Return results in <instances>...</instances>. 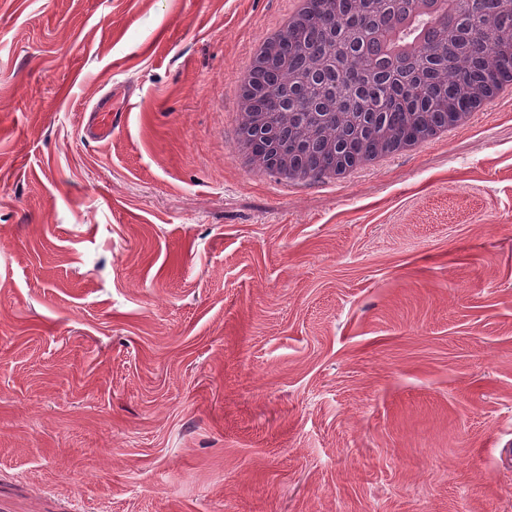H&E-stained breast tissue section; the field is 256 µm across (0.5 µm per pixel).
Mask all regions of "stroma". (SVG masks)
Masks as SVG:
<instances>
[{
  "label": "stroma",
  "mask_w": 512,
  "mask_h": 512,
  "mask_svg": "<svg viewBox=\"0 0 512 512\" xmlns=\"http://www.w3.org/2000/svg\"><path fill=\"white\" fill-rule=\"evenodd\" d=\"M288 4L0 0V512H512V97L279 183ZM125 92L118 87L112 89V107L107 102H97L90 110L84 127L87 138L102 140L112 135L117 124V112H124Z\"/></svg>",
  "instance_id": "obj_1"
}]
</instances>
